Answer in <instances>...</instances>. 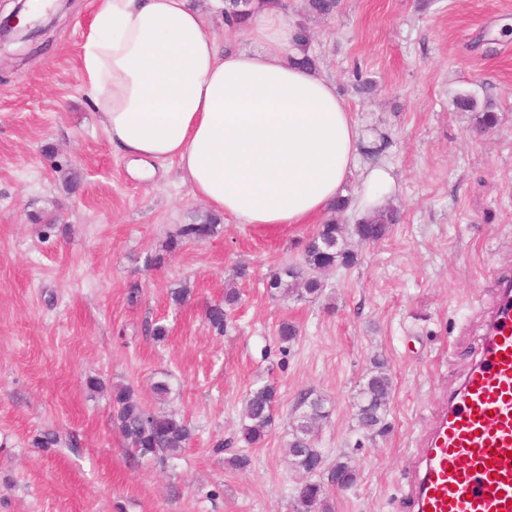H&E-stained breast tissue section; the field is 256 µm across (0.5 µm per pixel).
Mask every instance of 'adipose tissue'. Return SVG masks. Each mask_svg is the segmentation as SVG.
Segmentation results:
<instances>
[{"label":"adipose tissue","instance_id":"1","mask_svg":"<svg viewBox=\"0 0 512 512\" xmlns=\"http://www.w3.org/2000/svg\"><path fill=\"white\" fill-rule=\"evenodd\" d=\"M248 47H224L192 0H101L83 43V89L137 177L177 163L190 193L242 224H300L351 177L378 209L390 170L362 165L364 134L332 81L301 66L287 7L254 10Z\"/></svg>","mask_w":512,"mask_h":512}]
</instances>
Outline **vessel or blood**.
<instances>
[{"label": "vessel or blood", "mask_w": 512, "mask_h": 512, "mask_svg": "<svg viewBox=\"0 0 512 512\" xmlns=\"http://www.w3.org/2000/svg\"><path fill=\"white\" fill-rule=\"evenodd\" d=\"M416 512H512V305L427 438Z\"/></svg>", "instance_id": "b4317fda"}]
</instances>
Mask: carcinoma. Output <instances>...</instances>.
Returning <instances> with one entry per match:
<instances>
[{"instance_id":"cac0c4a2","label":"carcinoma","mask_w":512,"mask_h":512,"mask_svg":"<svg viewBox=\"0 0 512 512\" xmlns=\"http://www.w3.org/2000/svg\"><path fill=\"white\" fill-rule=\"evenodd\" d=\"M253 0H224V21L242 22L252 12ZM340 8V0H306V9L323 17H329ZM346 199L333 206L334 216L321 225L320 229L306 243L302 265H285L271 276L269 288L288 289L302 285L305 293L318 295L322 283L313 277H304L303 270H318L325 266H349L356 262V254L347 247L344 228L338 224L336 215L347 209ZM397 213L384 208L364 217L354 228L361 240L378 241L396 223ZM218 219L211 213H200L191 224L181 225L166 244L165 252L171 254L185 242L205 241L217 232ZM238 291L230 288L224 293V302L210 306L206 312L209 325L219 333L227 326V309L239 301ZM393 392L392 376L386 362L373 360L372 367L360 385L356 403L358 425L373 434L385 430V418L389 411ZM278 400L276 387L268 382L254 385L245 395L239 420L241 439L248 445L260 444L273 422V410ZM113 422L127 440L131 452L139 459L156 458L163 460L178 455L192 438V428L177 421L171 415L155 413L146 408L135 397L129 387L119 386L112 390ZM298 406L303 408L293 422V434L289 444V456L296 470L305 476V499L301 512H335V504L329 494L330 485L336 479V472L345 471L349 463L338 461L327 469L314 470L311 458L321 455L315 446L316 429L321 421L328 418L326 399L307 391L301 394Z\"/></svg>"}]
</instances>
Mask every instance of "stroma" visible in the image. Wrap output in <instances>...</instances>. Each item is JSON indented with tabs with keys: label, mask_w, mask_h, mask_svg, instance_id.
I'll return each mask as SVG.
<instances>
[{
	"label": "stroma",
	"mask_w": 512,
	"mask_h": 512,
	"mask_svg": "<svg viewBox=\"0 0 512 512\" xmlns=\"http://www.w3.org/2000/svg\"><path fill=\"white\" fill-rule=\"evenodd\" d=\"M98 4L61 0L33 41L0 45V512H293L301 476L287 446L305 391L331 409L316 439L326 465L356 470L336 512H414L428 431L512 277V0H341L329 17L287 0L319 72L369 139H384L399 212L380 241L349 236L355 264L322 274L317 297L268 282L301 262L323 214L224 217L206 242L165 254L207 206L177 164L141 182L108 142L81 67ZM460 94L492 105L497 125L459 111ZM228 288L240 302L220 335L205 313ZM285 321L299 329L289 344ZM148 323L166 336L146 335ZM377 356L394 393L387 432L369 436L355 401ZM264 381L279 399L250 447L239 413ZM116 385L190 424L187 447L163 463L130 455L112 421ZM46 430L57 446L36 447ZM241 451L251 466L229 468Z\"/></svg>",
	"instance_id": "1"
}]
</instances>
